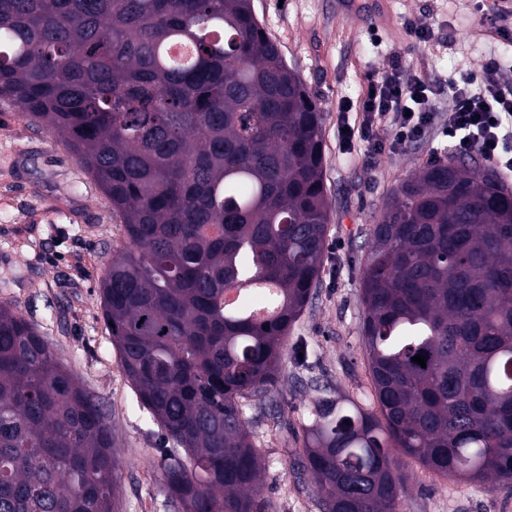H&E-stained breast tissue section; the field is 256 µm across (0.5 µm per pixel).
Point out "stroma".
I'll return each instance as SVG.
<instances>
[{"mask_svg": "<svg viewBox=\"0 0 512 512\" xmlns=\"http://www.w3.org/2000/svg\"><path fill=\"white\" fill-rule=\"evenodd\" d=\"M375 16L361 23L337 0H254L282 55L324 113L323 178L331 202L324 272L288 337V368L272 395L244 399L248 430L262 451L256 493L262 512H321L310 476L298 475L310 380L340 394L371 393L362 343L360 277L369 229L387 194L434 157L436 131L396 153L345 145L343 126L359 125L367 77L402 61L407 74L448 79L480 70L488 58L512 75V42L480 25L479 0H358ZM427 24L428 41L406 21ZM121 221L73 155L46 130L28 125L0 99V303L35 324L82 385L104 404L117 459V512H178L162 484L164 434L119 365L97 288ZM408 475L402 512H512V488L438 477L402 461Z\"/></svg>", "mask_w": 512, "mask_h": 512, "instance_id": "stroma-1", "label": "stroma"}]
</instances>
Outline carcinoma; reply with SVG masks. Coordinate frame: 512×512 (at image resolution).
Listing matches in <instances>:
<instances>
[{
  "instance_id": "1",
  "label": "carcinoma",
  "mask_w": 512,
  "mask_h": 512,
  "mask_svg": "<svg viewBox=\"0 0 512 512\" xmlns=\"http://www.w3.org/2000/svg\"><path fill=\"white\" fill-rule=\"evenodd\" d=\"M252 2L0 0V98L122 220L104 321L183 512H261L241 400L277 389L327 252L324 113ZM360 290L371 398L316 383L302 422L322 512H400L401 458L511 485L512 190L478 156L429 161L385 200ZM116 470L99 400L0 304V512H115Z\"/></svg>"
}]
</instances>
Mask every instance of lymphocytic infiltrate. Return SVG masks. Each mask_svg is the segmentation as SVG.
I'll use <instances>...</instances> for the list:
<instances>
[{
	"label": "lymphocytic infiltrate",
	"mask_w": 512,
	"mask_h": 512,
	"mask_svg": "<svg viewBox=\"0 0 512 512\" xmlns=\"http://www.w3.org/2000/svg\"><path fill=\"white\" fill-rule=\"evenodd\" d=\"M367 93L360 101L363 121L343 132L344 142L360 139L368 150H397L419 137L433 124L440 89L453 101L442 134L452 142L454 154L472 152L492 160L503 173L512 172V79L497 62L481 71H463L458 80L441 84L414 75L406 76L401 62L367 79ZM391 126V141L379 139L378 130Z\"/></svg>",
	"instance_id": "1"
}]
</instances>
